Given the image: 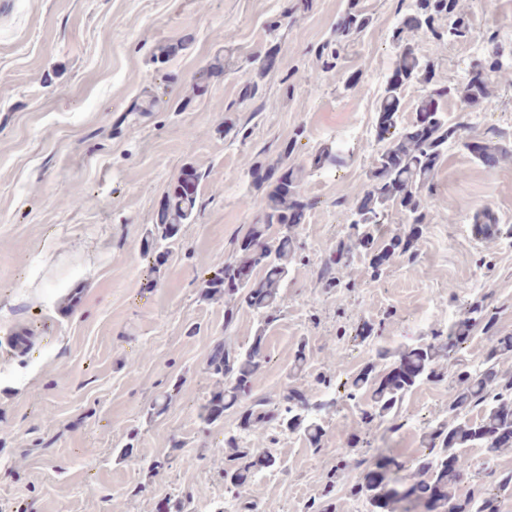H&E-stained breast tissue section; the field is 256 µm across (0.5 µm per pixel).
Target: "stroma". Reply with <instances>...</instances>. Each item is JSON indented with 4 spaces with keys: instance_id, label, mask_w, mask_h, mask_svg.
Instances as JSON below:
<instances>
[{
    "instance_id": "obj_1",
    "label": "stroma",
    "mask_w": 512,
    "mask_h": 512,
    "mask_svg": "<svg viewBox=\"0 0 512 512\" xmlns=\"http://www.w3.org/2000/svg\"><path fill=\"white\" fill-rule=\"evenodd\" d=\"M411 0H358L372 22L348 49L343 69L323 71L318 47L347 0H9L0 13V512H307L328 495L335 512H367L354 493L360 471H338L339 453L369 435L355 457L412 464L429 422L446 419L448 381L406 397L400 425L364 424L359 404L338 400L322 421L323 442L257 426L276 457L241 496L224 483L227 411L199 417L218 383L209 357L222 340L249 345L264 330L267 363L253 397L285 386L316 395L323 378L355 376L375 350L410 344L448 323V288L473 287L512 335V237L476 236L471 217L488 207L512 226V161L491 166L455 147L428 200L430 222L414 261L394 260L372 277L355 252L348 288H322L316 271L344 236L343 201L362 195L379 150L376 103L395 61L390 34ZM474 34L512 42V0H459ZM439 84L460 79L472 42L433 52ZM172 46L166 62L155 56ZM270 60L255 100L239 99L254 59ZM211 74L205 85L197 78ZM363 78L345 88L349 73ZM158 108L135 111L154 84ZM302 192L315 200L293 232L292 265L276 317L260 325L249 309L226 317L202 282L223 266L266 202L248 171L274 163L291 138ZM350 157L323 173L308 156L329 139ZM203 175L197 215L171 248L145 246L170 183L183 168ZM367 321L383 333L357 347L340 325ZM303 366H296L297 353ZM477 477L512 473V450L466 449Z\"/></svg>"
}]
</instances>
